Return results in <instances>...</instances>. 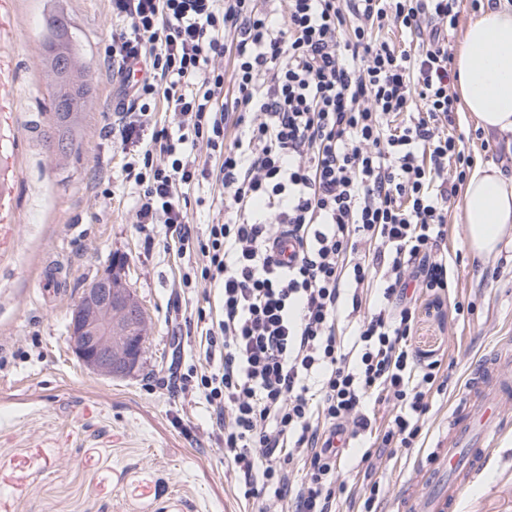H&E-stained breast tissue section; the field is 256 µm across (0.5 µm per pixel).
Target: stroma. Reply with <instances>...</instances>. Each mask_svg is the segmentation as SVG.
<instances>
[{
	"mask_svg": "<svg viewBox=\"0 0 512 512\" xmlns=\"http://www.w3.org/2000/svg\"><path fill=\"white\" fill-rule=\"evenodd\" d=\"M58 12L69 17L90 68L92 96L78 150L62 163L34 130L53 118L43 44ZM111 28L106 0H0V512H245L223 449L193 443L211 427L204 404L157 384L174 350L193 363L199 338L173 320L184 268L170 234L161 224L152 237L139 232V189L126 176L122 147L103 130L118 102L107 79ZM477 129L472 114L459 111L447 133L474 164L512 175V141L483 145ZM462 205L452 203L439 245L449 288L419 298L414 338L450 379L432 395L417 448L375 470L384 512L443 493L447 474H424L426 457L447 435L471 374L512 337V239L473 258ZM52 259L64 272L47 288ZM112 260L144 304L151 332L140 369L111 380L81 365L67 324L83 288ZM178 412L181 428L172 423ZM457 512H512V428L489 448Z\"/></svg>",
	"mask_w": 512,
	"mask_h": 512,
	"instance_id": "1",
	"label": "stroma"
}]
</instances>
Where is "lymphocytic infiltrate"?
<instances>
[{"label": "lymphocytic infiltrate", "instance_id": "1", "mask_svg": "<svg viewBox=\"0 0 512 512\" xmlns=\"http://www.w3.org/2000/svg\"><path fill=\"white\" fill-rule=\"evenodd\" d=\"M110 2L121 93L110 136L137 142L160 96L178 127L153 130L127 164L138 229L167 226L187 259L183 287L222 290L220 317L196 318L206 348L181 389L203 400L252 512H351L353 497L336 495L335 439L371 432L376 398L391 408L378 449L413 448L448 380L412 344L408 290L447 288L437 244L472 167L444 132L457 110L449 0H278V25L258 0ZM391 25L417 48L377 37ZM229 52L227 76L210 63ZM200 145L210 163L193 157ZM202 178L221 185L224 218L201 229L183 196ZM286 237L299 253L282 262Z\"/></svg>", "mask_w": 512, "mask_h": 512}]
</instances>
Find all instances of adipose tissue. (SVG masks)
Segmentation results:
<instances>
[{
  "mask_svg": "<svg viewBox=\"0 0 512 512\" xmlns=\"http://www.w3.org/2000/svg\"><path fill=\"white\" fill-rule=\"evenodd\" d=\"M456 68L464 111L484 132L512 136V0H498L467 27ZM465 238L479 257L495 251L512 232V178L494 167H478L463 190Z\"/></svg>",
  "mask_w": 512,
  "mask_h": 512,
  "instance_id": "obj_1",
  "label": "adipose tissue"
}]
</instances>
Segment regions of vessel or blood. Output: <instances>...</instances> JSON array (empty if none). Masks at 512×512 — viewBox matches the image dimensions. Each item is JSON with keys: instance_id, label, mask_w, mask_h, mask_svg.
Masks as SVG:
<instances>
[{"instance_id": "b4317fda", "label": "vessel or blood", "mask_w": 512, "mask_h": 512, "mask_svg": "<svg viewBox=\"0 0 512 512\" xmlns=\"http://www.w3.org/2000/svg\"><path fill=\"white\" fill-rule=\"evenodd\" d=\"M511 419L512 344L505 342L469 379L462 404L448 419V445L436 453L448 469V486L425 512H456L486 448Z\"/></svg>"}]
</instances>
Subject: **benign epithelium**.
<instances>
[{
  "mask_svg": "<svg viewBox=\"0 0 512 512\" xmlns=\"http://www.w3.org/2000/svg\"><path fill=\"white\" fill-rule=\"evenodd\" d=\"M61 85L72 90L84 81L68 52L48 50ZM69 343L84 367L100 378H122L138 366L150 321L146 309L122 278L107 268L83 289L68 325Z\"/></svg>",
  "mask_w": 512,
  "mask_h": 512,
  "instance_id": "benign-epithelium-1",
  "label": "benign epithelium"
}]
</instances>
